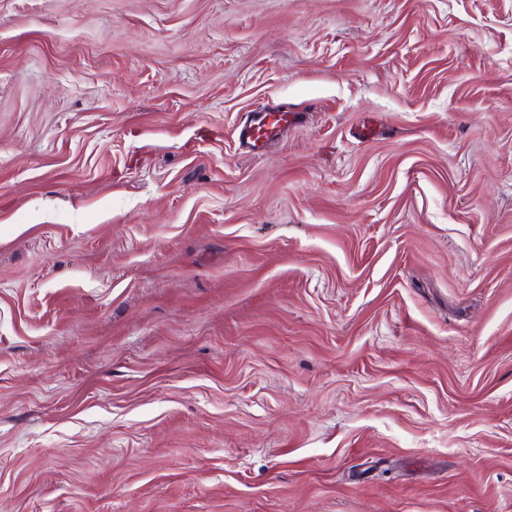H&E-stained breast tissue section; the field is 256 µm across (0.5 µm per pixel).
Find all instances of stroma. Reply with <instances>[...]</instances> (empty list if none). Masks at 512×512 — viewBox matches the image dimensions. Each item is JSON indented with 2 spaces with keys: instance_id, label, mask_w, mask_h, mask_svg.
<instances>
[{
  "instance_id": "35a3bbf8",
  "label": "stroma",
  "mask_w": 512,
  "mask_h": 512,
  "mask_svg": "<svg viewBox=\"0 0 512 512\" xmlns=\"http://www.w3.org/2000/svg\"><path fill=\"white\" fill-rule=\"evenodd\" d=\"M0 512H512V0H0ZM271 112H262L257 115L243 130V137L252 151H261L267 142L273 137L278 119L273 120Z\"/></svg>"
}]
</instances>
